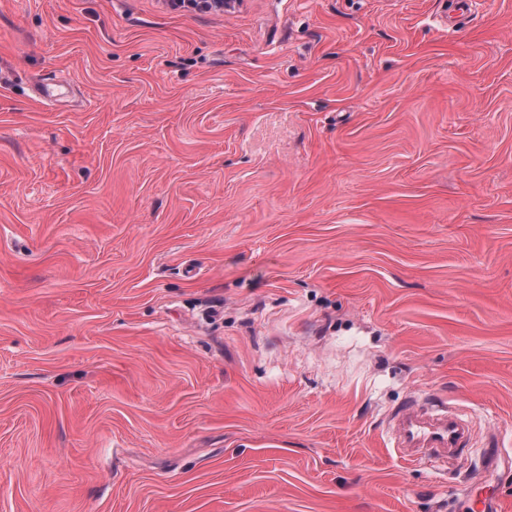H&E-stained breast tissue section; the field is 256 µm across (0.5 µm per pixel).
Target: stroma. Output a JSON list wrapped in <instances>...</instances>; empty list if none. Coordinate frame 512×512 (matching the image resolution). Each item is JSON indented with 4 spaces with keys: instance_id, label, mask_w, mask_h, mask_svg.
<instances>
[{
    "instance_id": "stroma-1",
    "label": "stroma",
    "mask_w": 512,
    "mask_h": 512,
    "mask_svg": "<svg viewBox=\"0 0 512 512\" xmlns=\"http://www.w3.org/2000/svg\"><path fill=\"white\" fill-rule=\"evenodd\" d=\"M482 2L0 0V512H512ZM414 398L461 451L396 447Z\"/></svg>"
}]
</instances>
